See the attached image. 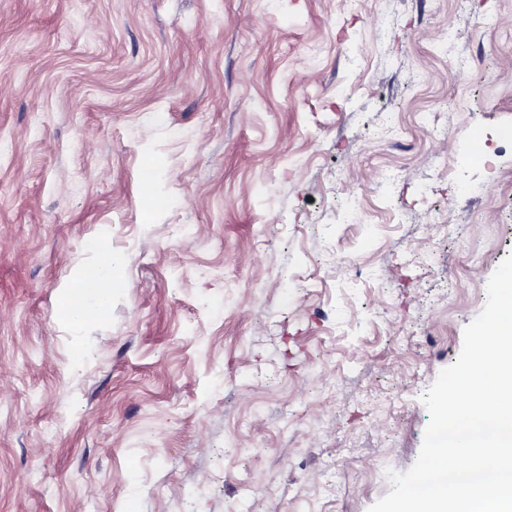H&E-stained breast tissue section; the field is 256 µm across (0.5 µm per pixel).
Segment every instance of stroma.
<instances>
[{"mask_svg":"<svg viewBox=\"0 0 512 512\" xmlns=\"http://www.w3.org/2000/svg\"><path fill=\"white\" fill-rule=\"evenodd\" d=\"M511 253L512 0H0V512H368ZM95 251L97 259L78 272L63 298L61 316L67 322L82 324L102 317L107 311L114 288L112 255L103 244L96 246ZM91 282L93 293L86 291Z\"/></svg>","mask_w":512,"mask_h":512,"instance_id":"stroma-1","label":"stroma"}]
</instances>
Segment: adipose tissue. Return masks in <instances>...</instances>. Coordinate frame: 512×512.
I'll use <instances>...</instances> for the list:
<instances>
[{
	"label": "adipose tissue",
	"mask_w": 512,
	"mask_h": 512,
	"mask_svg": "<svg viewBox=\"0 0 512 512\" xmlns=\"http://www.w3.org/2000/svg\"><path fill=\"white\" fill-rule=\"evenodd\" d=\"M97 258L83 267L64 296L61 316L65 321L82 324L98 319L106 312L112 297V256L105 245L95 248Z\"/></svg>",
	"instance_id": "ef3b65f1"
}]
</instances>
